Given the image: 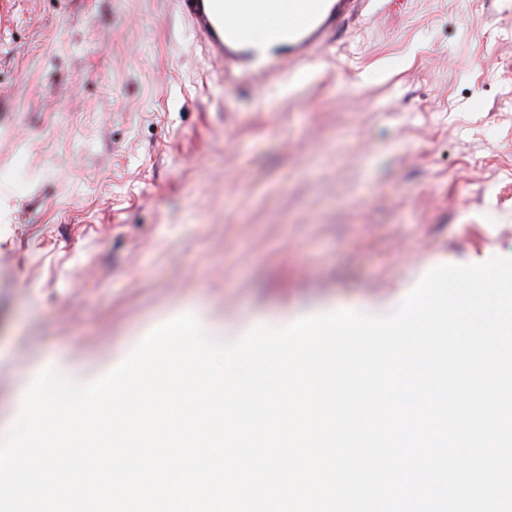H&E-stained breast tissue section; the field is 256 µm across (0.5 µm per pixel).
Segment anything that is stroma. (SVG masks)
<instances>
[{"mask_svg":"<svg viewBox=\"0 0 512 512\" xmlns=\"http://www.w3.org/2000/svg\"><path fill=\"white\" fill-rule=\"evenodd\" d=\"M305 69H220L178 0H0V431L176 316L386 315L512 257V0H379Z\"/></svg>","mask_w":512,"mask_h":512,"instance_id":"stroma-1","label":"stroma"}]
</instances>
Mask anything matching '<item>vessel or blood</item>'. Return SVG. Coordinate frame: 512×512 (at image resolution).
Masks as SVG:
<instances>
[{"mask_svg":"<svg viewBox=\"0 0 512 512\" xmlns=\"http://www.w3.org/2000/svg\"><path fill=\"white\" fill-rule=\"evenodd\" d=\"M210 59L249 76L297 69L368 12L372 0H179Z\"/></svg>","mask_w":512,"mask_h":512,"instance_id":"vessel-or-blood-1","label":"vessel or blood"}]
</instances>
